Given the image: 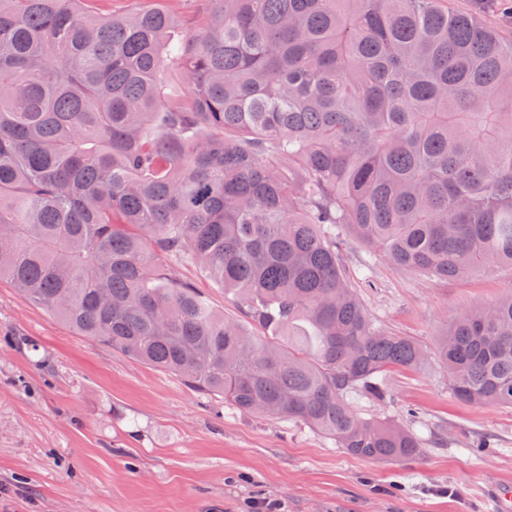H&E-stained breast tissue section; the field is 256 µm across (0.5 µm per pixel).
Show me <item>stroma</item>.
Segmentation results:
<instances>
[{"label": "stroma", "instance_id": "1", "mask_svg": "<svg viewBox=\"0 0 512 512\" xmlns=\"http://www.w3.org/2000/svg\"><path fill=\"white\" fill-rule=\"evenodd\" d=\"M374 323L415 339L424 368L387 376L363 417L400 420L423 453L361 459L283 418L246 414L77 335L0 281V512H491L512 483V408L458 401L434 352L445 324L512 291V268L441 283L377 263Z\"/></svg>", "mask_w": 512, "mask_h": 512}]
</instances>
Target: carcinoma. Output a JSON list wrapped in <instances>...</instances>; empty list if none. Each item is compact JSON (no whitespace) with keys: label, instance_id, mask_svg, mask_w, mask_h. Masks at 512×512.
Returning <instances> with one entry per match:
<instances>
[{"label":"carcinoma","instance_id":"obj_1","mask_svg":"<svg viewBox=\"0 0 512 512\" xmlns=\"http://www.w3.org/2000/svg\"><path fill=\"white\" fill-rule=\"evenodd\" d=\"M94 2L0 0V280L238 410L420 455L352 406L426 353L374 326L343 246L442 282L512 266V35L448 0H206L197 29ZM435 358L457 399L512 408V292ZM177 275L184 280L192 281L196 284L197 288L208 298L209 302L217 310L223 311L224 314L241 319L252 331L253 327L248 325L242 315L237 310L233 296L231 294H224V288H220L217 284L209 281L201 276L199 271L190 264H180L177 266Z\"/></svg>","mask_w":512,"mask_h":512}]
</instances>
